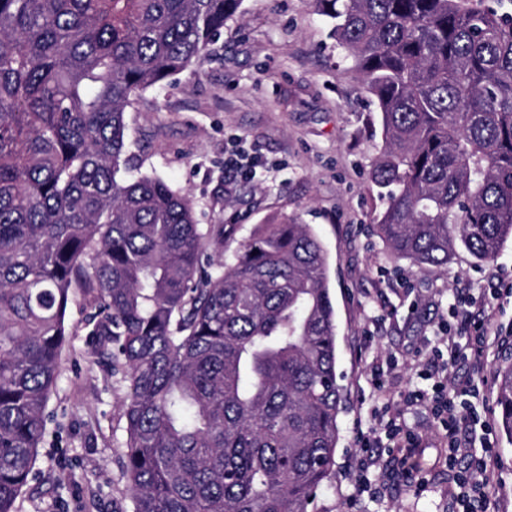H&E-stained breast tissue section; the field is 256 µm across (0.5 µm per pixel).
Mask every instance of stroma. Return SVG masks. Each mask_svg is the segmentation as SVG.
Returning a JSON list of instances; mask_svg holds the SVG:
<instances>
[{
  "label": "stroma",
  "instance_id": "1",
  "mask_svg": "<svg viewBox=\"0 0 512 512\" xmlns=\"http://www.w3.org/2000/svg\"><path fill=\"white\" fill-rule=\"evenodd\" d=\"M320 0H243L208 53L160 87L135 96L126 113L137 171L162 176L190 196L201 230L224 225L225 253L259 224L284 216L322 240L336 310L337 372L343 386L336 465L318 491L316 512H454L448 494V441L429 402L404 406L421 380L430 344L457 290L512 282V242L497 259L474 263L460 252L447 271L392 261L372 230L380 202L370 181L381 146L375 107L330 34ZM256 157L250 175L230 160ZM82 298L70 306L71 334L35 474L15 512H134L123 476L126 387L111 358L82 323ZM490 352L469 410L490 428L488 465L495 488L487 512H512V437L497 424V363ZM385 375L376 390L373 370ZM403 405L401 421L420 440L408 456L389 455L372 409ZM370 437L367 477L378 493L357 492L352 472ZM423 474V488L397 480Z\"/></svg>",
  "mask_w": 512,
  "mask_h": 512
}]
</instances>
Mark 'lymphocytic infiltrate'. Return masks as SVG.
I'll list each match as a JSON object with an SVG mask.
<instances>
[{
	"label": "lymphocytic infiltrate",
	"instance_id": "obj_1",
	"mask_svg": "<svg viewBox=\"0 0 512 512\" xmlns=\"http://www.w3.org/2000/svg\"><path fill=\"white\" fill-rule=\"evenodd\" d=\"M502 296L501 289L492 288L478 296L456 297L450 305L455 324L440 330L438 344L432 348L428 368L423 373L424 379L433 383L432 412L448 435V466L454 472L459 489L457 503L461 512H485L492 479L485 457L465 452L472 442L473 421L463 416L460 400L474 394L475 388L462 383L451 392L445 379L449 373L462 370L481 373L482 359L490 346L500 344L503 337L512 336V325L495 320L494 303ZM473 305L480 306V317L468 314V307Z\"/></svg>",
	"mask_w": 512,
	"mask_h": 512
}]
</instances>
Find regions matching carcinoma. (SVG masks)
<instances>
[{"instance_id":"obj_1","label":"carcinoma","mask_w":512,"mask_h":512,"mask_svg":"<svg viewBox=\"0 0 512 512\" xmlns=\"http://www.w3.org/2000/svg\"><path fill=\"white\" fill-rule=\"evenodd\" d=\"M378 113L374 229L448 269L512 239V0H321ZM242 0H0V512L32 477L81 294L127 383L134 512H314L342 385L327 253L293 218L216 269L190 197L133 176L126 111ZM512 435V360L495 369Z\"/></svg>"}]
</instances>
